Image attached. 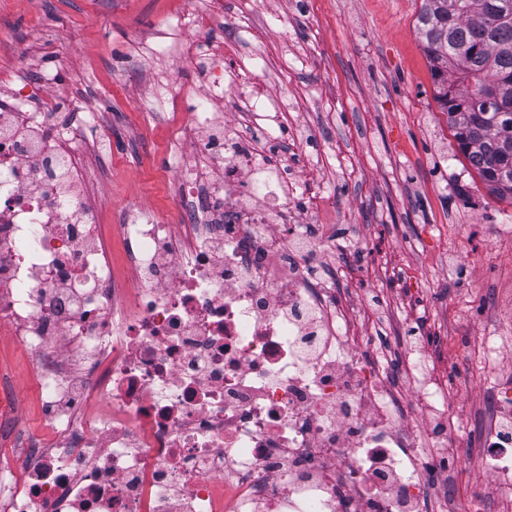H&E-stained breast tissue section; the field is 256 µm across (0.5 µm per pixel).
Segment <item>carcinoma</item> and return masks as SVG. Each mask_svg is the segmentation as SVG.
Listing matches in <instances>:
<instances>
[{
    "label": "carcinoma",
    "instance_id": "cac0c4a2",
    "mask_svg": "<svg viewBox=\"0 0 512 512\" xmlns=\"http://www.w3.org/2000/svg\"><path fill=\"white\" fill-rule=\"evenodd\" d=\"M416 32L458 150L512 198V0H422Z\"/></svg>",
    "mask_w": 512,
    "mask_h": 512
}]
</instances>
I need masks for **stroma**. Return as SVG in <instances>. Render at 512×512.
<instances>
[{
  "label": "stroma",
  "mask_w": 512,
  "mask_h": 512,
  "mask_svg": "<svg viewBox=\"0 0 512 512\" xmlns=\"http://www.w3.org/2000/svg\"><path fill=\"white\" fill-rule=\"evenodd\" d=\"M422 0H254L250 14L224 0L201 38L238 44L225 55L228 86L216 90L204 51L186 62L192 33L180 15L208 0H0V39L22 48L0 69V103L29 84L28 108L52 107L99 124L91 149L96 208L115 224L125 207L175 222L173 191L183 150L178 121L148 111L156 92H193L225 114L226 92L291 110L289 139L269 138L287 158L298 197L320 196L314 224L336 253L309 271L346 290L360 310L386 311L396 336L444 372L448 412L471 444L497 383L512 379V345L484 355L486 336L512 337V199L489 195L459 153L415 30ZM265 42L266 73L245 79L246 43ZM416 276L420 290L396 284ZM0 396L15 417L0 422V461L43 433L40 389L19 342L0 332ZM475 512H512V491L479 460L436 473Z\"/></svg>",
  "instance_id": "1"
}]
</instances>
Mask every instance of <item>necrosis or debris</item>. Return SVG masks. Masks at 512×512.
I'll return each instance as SVG.
<instances>
[{"label":"necrosis or debris","instance_id":"necrosis-or-debris-1","mask_svg":"<svg viewBox=\"0 0 512 512\" xmlns=\"http://www.w3.org/2000/svg\"><path fill=\"white\" fill-rule=\"evenodd\" d=\"M27 99L0 108V330L29 350L49 435L0 467V512H465L426 469L439 443L469 461L457 429L418 425L443 387L402 349L411 393L384 388L390 357L312 279L325 242L289 222L287 179L243 131L261 100L214 130L206 99L156 96L185 118L182 221L137 208L111 226L87 198L86 128ZM506 433L512 382L478 450L508 488Z\"/></svg>","mask_w":512,"mask_h":512}]
</instances>
